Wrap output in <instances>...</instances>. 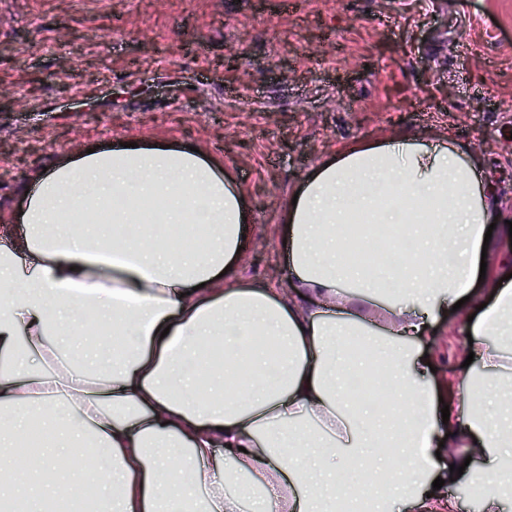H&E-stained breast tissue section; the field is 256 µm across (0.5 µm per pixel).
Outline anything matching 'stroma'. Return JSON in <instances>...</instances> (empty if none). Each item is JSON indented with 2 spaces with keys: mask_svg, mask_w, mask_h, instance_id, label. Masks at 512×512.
I'll use <instances>...</instances> for the list:
<instances>
[{
  "mask_svg": "<svg viewBox=\"0 0 512 512\" xmlns=\"http://www.w3.org/2000/svg\"><path fill=\"white\" fill-rule=\"evenodd\" d=\"M452 137L512 213V0H0V240L30 177L129 137L217 161L250 210L241 281L298 287L282 217L342 147ZM456 315L428 354L463 394Z\"/></svg>",
  "mask_w": 512,
  "mask_h": 512,
  "instance_id": "stroma-1",
  "label": "stroma"
}]
</instances>
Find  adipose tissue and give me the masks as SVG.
Returning <instances> with one entry per match:
<instances>
[{
    "label": "adipose tissue",
    "instance_id": "ef3b65f1",
    "mask_svg": "<svg viewBox=\"0 0 512 512\" xmlns=\"http://www.w3.org/2000/svg\"><path fill=\"white\" fill-rule=\"evenodd\" d=\"M481 169L469 147L421 138L320 163L283 216L301 285L287 301L237 281L248 204L203 153L142 142L61 156L34 173L0 246V447L40 420L54 447L41 482L78 512H446L432 483L473 453L472 483L512 482V350L490 342L512 335V259L481 265L486 226L505 217ZM158 224L207 246L172 247ZM344 224L417 237L394 267H345ZM115 249L130 259L107 266ZM479 279L491 302L460 330L480 369L445 416L427 334ZM384 288L407 304L385 306ZM76 330L97 336L94 356L72 346ZM374 364L386 402L361 411L348 380ZM365 462L383 491L361 501L350 475Z\"/></svg>",
    "mask_w": 512,
    "mask_h": 512
}]
</instances>
